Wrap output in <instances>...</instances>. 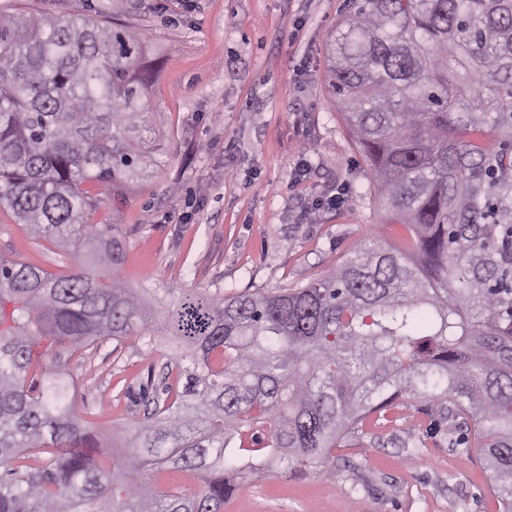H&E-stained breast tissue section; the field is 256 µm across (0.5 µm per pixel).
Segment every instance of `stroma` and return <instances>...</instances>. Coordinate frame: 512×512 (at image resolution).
Returning <instances> with one entry per match:
<instances>
[{
	"label": "stroma",
	"mask_w": 512,
	"mask_h": 512,
	"mask_svg": "<svg viewBox=\"0 0 512 512\" xmlns=\"http://www.w3.org/2000/svg\"><path fill=\"white\" fill-rule=\"evenodd\" d=\"M344 0H0L28 15L107 16L140 32L144 101L159 113L160 166L120 209L117 225L131 285L197 288L234 296L304 286L377 236L404 230L370 195L358 148L326 83L323 46ZM0 255L66 271L63 250L0 214ZM170 340L99 342L71 358L76 410L101 429L131 427L144 413L128 395L158 374ZM433 407L398 398L370 424L362 447L342 449L351 469L256 478L237 486L224 512H494L489 472L447 432L425 437Z\"/></svg>",
	"instance_id": "1"
}]
</instances>
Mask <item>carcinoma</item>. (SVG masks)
Returning a JSON list of instances; mask_svg holds the SVG:
<instances>
[{"instance_id": "1", "label": "carcinoma", "mask_w": 512, "mask_h": 512, "mask_svg": "<svg viewBox=\"0 0 512 512\" xmlns=\"http://www.w3.org/2000/svg\"><path fill=\"white\" fill-rule=\"evenodd\" d=\"M141 52L105 20L0 11V213L74 261L0 256V512H224L233 480L340 476L333 450L400 395L465 428L512 512V0H345L327 34L333 104L409 253L376 238L304 287L166 288L161 311L119 278L117 226L89 220L88 185L120 205L156 163ZM159 312L176 347L107 442L63 355L147 336ZM162 469L203 486L160 488Z\"/></svg>"}]
</instances>
